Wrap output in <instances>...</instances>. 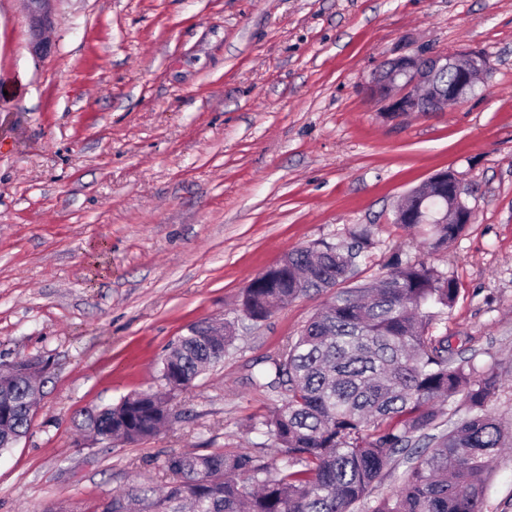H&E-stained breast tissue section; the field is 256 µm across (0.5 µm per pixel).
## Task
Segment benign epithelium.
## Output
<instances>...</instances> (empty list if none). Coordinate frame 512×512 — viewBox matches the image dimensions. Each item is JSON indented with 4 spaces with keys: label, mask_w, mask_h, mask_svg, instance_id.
I'll return each instance as SVG.
<instances>
[{
    "label": "benign epithelium",
    "mask_w": 512,
    "mask_h": 512,
    "mask_svg": "<svg viewBox=\"0 0 512 512\" xmlns=\"http://www.w3.org/2000/svg\"><path fill=\"white\" fill-rule=\"evenodd\" d=\"M55 0H26L30 48L34 53L47 50L44 40L52 20ZM485 57L472 51L455 55L435 54L427 49L404 50L388 60L371 80L369 95L383 105L382 111L394 119L410 112H443L454 108L475 89L476 76L486 70ZM452 68L456 73L454 84L444 93L435 84L437 72ZM428 183L436 187L447 186L451 204L427 212L426 224H469L472 210L462 199V189L454 173L446 170L432 175Z\"/></svg>",
    "instance_id": "obj_1"
}]
</instances>
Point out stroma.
Here are the masks:
<instances>
[{
	"instance_id": "35a3bbf8",
	"label": "stroma",
	"mask_w": 512,
	"mask_h": 512,
	"mask_svg": "<svg viewBox=\"0 0 512 512\" xmlns=\"http://www.w3.org/2000/svg\"><path fill=\"white\" fill-rule=\"evenodd\" d=\"M50 49L0 0V362L50 363L26 437L0 453V512H103L163 487L172 453L273 461L252 422L282 404L251 378L331 298L254 322L235 310L288 253L372 229L355 282L398 259L454 278L448 339L512 421V0H55ZM473 50L482 82L445 112L385 118L367 85L403 45ZM448 170L474 219L434 249L396 224ZM231 320L219 364L137 443L93 442L85 410L162 389L190 324ZM483 512H512V451Z\"/></svg>"
}]
</instances>
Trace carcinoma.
<instances>
[{"instance_id":"cac0c4a2","label":"carcinoma","mask_w":512,"mask_h":512,"mask_svg":"<svg viewBox=\"0 0 512 512\" xmlns=\"http://www.w3.org/2000/svg\"><path fill=\"white\" fill-rule=\"evenodd\" d=\"M463 224H431L435 248L448 245ZM352 243H317L289 253L255 277L238 304L243 317L260 322L311 290L336 294L289 342L254 382L281 387L287 399L256 429L280 450L265 463L246 452L171 454L162 469L176 481L159 496L133 486L112 496V512H353L394 462L414 451L396 492L372 512H482L490 463L512 444V428L489 402L499 379L476 374L471 360L456 359L448 335L433 330L456 304L454 279L422 261H396L372 285L345 288L356 258L371 242L359 225ZM188 326L164 358L165 394L138 392L118 403L85 411L79 423L103 441L136 443L169 421L171 394L187 388L232 346V326L214 336ZM19 366L0 383V451L29 430L30 404L40 392L35 375ZM465 392L468 408L449 426L438 405Z\"/></svg>"}]
</instances>
